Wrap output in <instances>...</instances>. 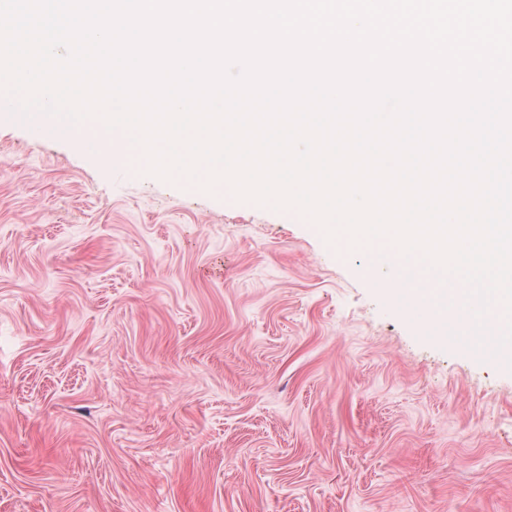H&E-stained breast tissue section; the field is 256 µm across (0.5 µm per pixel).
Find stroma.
I'll return each instance as SVG.
<instances>
[{"mask_svg": "<svg viewBox=\"0 0 512 512\" xmlns=\"http://www.w3.org/2000/svg\"><path fill=\"white\" fill-rule=\"evenodd\" d=\"M397 285L1 110L0 512H512V367Z\"/></svg>", "mask_w": 512, "mask_h": 512, "instance_id": "obj_1", "label": "stroma"}]
</instances>
